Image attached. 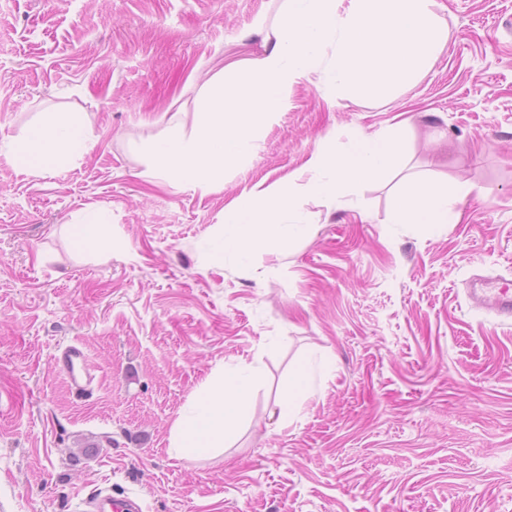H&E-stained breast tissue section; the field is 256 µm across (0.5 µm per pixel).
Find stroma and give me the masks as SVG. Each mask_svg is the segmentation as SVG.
Wrapping results in <instances>:
<instances>
[{
  "instance_id": "obj_1",
  "label": "stroma",
  "mask_w": 512,
  "mask_h": 512,
  "mask_svg": "<svg viewBox=\"0 0 512 512\" xmlns=\"http://www.w3.org/2000/svg\"><path fill=\"white\" fill-rule=\"evenodd\" d=\"M448 41L421 77L359 101L328 87L335 39L254 151L204 188L151 156L192 138L207 82L261 56L281 0H0V512H75L103 489L142 512H512V320L476 306L512 280V0H437ZM92 148L35 175L15 156L45 113ZM398 135L401 165L309 194L317 148ZM299 175L287 251H224V211ZM475 190L461 220L394 224L399 182ZM104 210L112 245L69 225ZM80 343L93 377L54 367ZM315 366L296 416L271 411ZM263 375L235 434L192 461L173 425L220 365ZM86 352L81 345H69L55 357V367L65 376L70 389L82 396L87 391Z\"/></svg>"
}]
</instances>
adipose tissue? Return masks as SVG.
Instances as JSON below:
<instances>
[{
	"mask_svg": "<svg viewBox=\"0 0 512 512\" xmlns=\"http://www.w3.org/2000/svg\"><path fill=\"white\" fill-rule=\"evenodd\" d=\"M92 142L88 127L66 116L53 118L28 134L23 152L36 161L39 171H48L53 159L85 153ZM400 148L390 137H362L344 155L320 148L307 161L313 177L311 195L335 199L339 188L383 177L398 165ZM472 191L458 184L454 193L416 180L399 191L391 201V220L396 224H452L460 214L455 198ZM293 178L280 179L272 188L254 187L242 193L224 215L225 250L249 253L281 250L299 235L310 232L307 224H288L284 217L294 203ZM262 378L257 364H229L205 383L195 402L179 415L171 437V451L180 459L193 460L223 447L254 387Z\"/></svg>",
	"mask_w": 512,
	"mask_h": 512,
	"instance_id": "1",
	"label": "adipose tissue"
}]
</instances>
